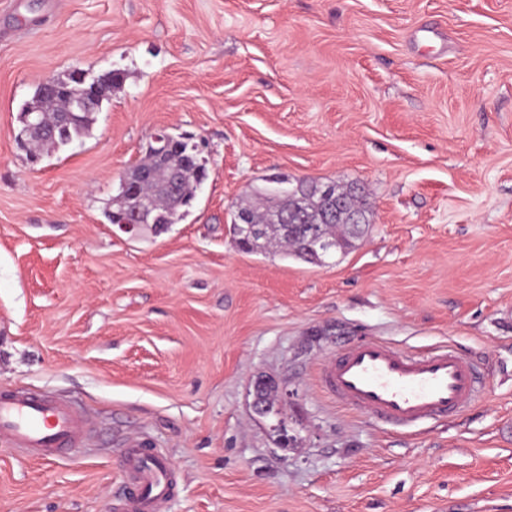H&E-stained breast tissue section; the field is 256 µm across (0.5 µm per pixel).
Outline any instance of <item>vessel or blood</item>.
I'll list each match as a JSON object with an SVG mask.
<instances>
[{"label":"vessel or blood","instance_id":"1","mask_svg":"<svg viewBox=\"0 0 512 512\" xmlns=\"http://www.w3.org/2000/svg\"><path fill=\"white\" fill-rule=\"evenodd\" d=\"M320 379L337 401L381 424L406 428L468 409L478 373L469 357L446 347L414 355L370 338L336 352ZM87 430L86 413L69 399L0 391V444L48 460L78 446ZM122 448L132 477L122 512H158L173 490L166 456L142 435L125 439Z\"/></svg>","mask_w":512,"mask_h":512}]
</instances>
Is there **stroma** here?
Returning a JSON list of instances; mask_svg holds the SVG:
<instances>
[{
  "instance_id": "1",
  "label": "stroma",
  "mask_w": 512,
  "mask_h": 512,
  "mask_svg": "<svg viewBox=\"0 0 512 512\" xmlns=\"http://www.w3.org/2000/svg\"><path fill=\"white\" fill-rule=\"evenodd\" d=\"M120 76L32 160L43 81ZM208 177L162 233L105 209L159 129ZM281 175L361 189L368 233L311 264L230 225ZM454 346L485 388L408 434L322 388L338 346ZM273 377L291 446L251 410ZM71 398L84 444L0 447V512H114L145 434L162 512H512V0H0V390Z\"/></svg>"
}]
</instances>
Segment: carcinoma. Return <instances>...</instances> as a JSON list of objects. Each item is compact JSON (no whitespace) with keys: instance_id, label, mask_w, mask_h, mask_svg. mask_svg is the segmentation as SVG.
<instances>
[{"instance_id":"obj_1","label":"carcinoma","mask_w":512,"mask_h":512,"mask_svg":"<svg viewBox=\"0 0 512 512\" xmlns=\"http://www.w3.org/2000/svg\"><path fill=\"white\" fill-rule=\"evenodd\" d=\"M118 81L117 74L108 72L94 78H88L82 69L72 70L65 78H56L57 89L50 93L46 87H37L32 99L25 103L22 112H31L56 133L48 136L33 128L24 135V146L29 149L35 159L70 146L74 141L85 136L93 122L94 114H79L61 124L52 119L56 112L73 110L71 90L79 87L92 88L97 86L107 90L103 100L112 98V87ZM131 180L124 191L112 198L105 216L114 224L128 216L127 196H133L138 203L151 215V223L155 229L164 231L171 224L177 223L182 216V209L191 205L200 185L207 178L205 162L198 157L197 151L189 142L180 137L169 140L165 154L158 160L153 151L131 167ZM336 193L343 198L346 210L356 213L360 225L336 227L334 224L323 225L324 233L336 242V249L346 252L354 247V242L363 233L362 225L369 223L367 207L357 202V196L350 189L337 188ZM326 201L321 194L305 189L300 199L286 200L265 190L256 192L254 201L238 208L233 224H261L265 233L255 238L241 239L234 234L239 249L245 253H257L265 250L269 244L279 241L285 244L289 255L307 263L317 264L319 258L310 250V234L305 224L316 218L323 210ZM288 214V223L294 225L293 230L285 234L271 226V220L277 213Z\"/></svg>"}]
</instances>
